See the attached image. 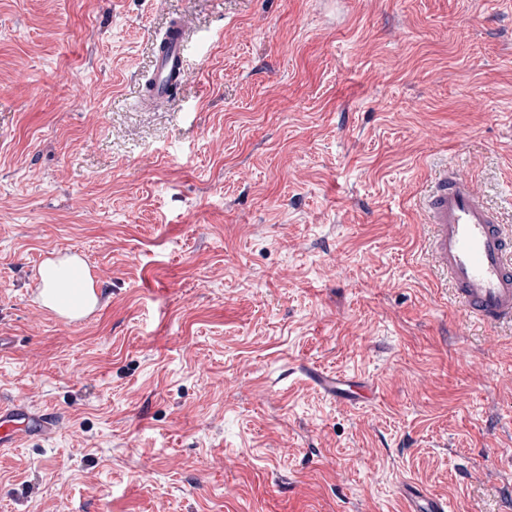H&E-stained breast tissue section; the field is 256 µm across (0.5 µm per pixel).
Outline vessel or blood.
Segmentation results:
<instances>
[{
	"label": "vessel or blood",
	"mask_w": 512,
	"mask_h": 512,
	"mask_svg": "<svg viewBox=\"0 0 512 512\" xmlns=\"http://www.w3.org/2000/svg\"><path fill=\"white\" fill-rule=\"evenodd\" d=\"M185 26L172 18L156 47L146 99L158 102L188 77L184 51ZM430 227L427 251L449 280L457 302L476 320L489 325L512 324V225L497 214L471 184L443 169L424 198ZM311 380L339 399H353L351 379L314 371ZM52 427L46 414L0 404V447H18L24 437L42 435ZM407 512H446L443 500L409 493Z\"/></svg>",
	"instance_id": "obj_1"
}]
</instances>
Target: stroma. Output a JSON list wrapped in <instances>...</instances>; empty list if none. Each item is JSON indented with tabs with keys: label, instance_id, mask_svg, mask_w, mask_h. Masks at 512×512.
Wrapping results in <instances>:
<instances>
[{
	"label": "stroma",
	"instance_id": "35a3bbf8",
	"mask_svg": "<svg viewBox=\"0 0 512 512\" xmlns=\"http://www.w3.org/2000/svg\"><path fill=\"white\" fill-rule=\"evenodd\" d=\"M444 166L512 225V0H0V402L54 421L0 512H512V327L423 254ZM56 250L76 327L30 297ZM185 26L181 17L169 21L163 37L157 43L154 67L149 75L150 88L146 91L149 102L167 99L173 89L188 77L184 51ZM310 379L327 394L336 396V399L356 400L355 394L362 398H369L368 391L363 390L362 386L353 384L350 378L338 375L335 377L323 372L312 371ZM352 388L359 389L362 392L355 391ZM407 502L406 512H446L447 503L434 497L421 496L409 490V495H404Z\"/></svg>",
	"mask_w": 512,
	"mask_h": 512
}]
</instances>
